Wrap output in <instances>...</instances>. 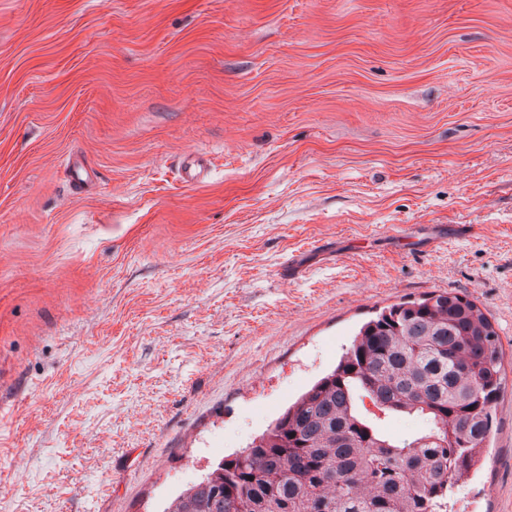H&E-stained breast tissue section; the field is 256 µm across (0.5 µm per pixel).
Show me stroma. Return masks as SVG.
<instances>
[{"mask_svg": "<svg viewBox=\"0 0 512 512\" xmlns=\"http://www.w3.org/2000/svg\"><path fill=\"white\" fill-rule=\"evenodd\" d=\"M445 291L512 357V0H0V512H163Z\"/></svg>", "mask_w": 512, "mask_h": 512, "instance_id": "35a3bbf8", "label": "stroma"}]
</instances>
